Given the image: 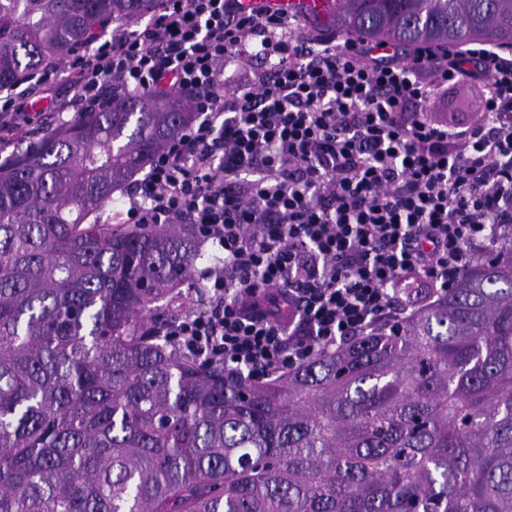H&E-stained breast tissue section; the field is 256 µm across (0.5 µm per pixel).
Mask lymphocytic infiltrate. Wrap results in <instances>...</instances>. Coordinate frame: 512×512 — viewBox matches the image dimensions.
<instances>
[{"label": "lymphocytic infiltrate", "mask_w": 512, "mask_h": 512, "mask_svg": "<svg viewBox=\"0 0 512 512\" xmlns=\"http://www.w3.org/2000/svg\"><path fill=\"white\" fill-rule=\"evenodd\" d=\"M283 11L235 0H157L143 28L95 35L59 70L61 110L180 92L193 120L137 180L128 224H192L222 251L208 311L172 335L260 383L405 314L414 276L447 292L512 233V48L302 38ZM246 56L244 78L226 76ZM486 86L455 129L428 104ZM26 96L0 97V148L24 133Z\"/></svg>", "instance_id": "1"}]
</instances>
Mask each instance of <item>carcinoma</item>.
Listing matches in <instances>:
<instances>
[{
  "label": "carcinoma",
  "mask_w": 512,
  "mask_h": 512,
  "mask_svg": "<svg viewBox=\"0 0 512 512\" xmlns=\"http://www.w3.org/2000/svg\"><path fill=\"white\" fill-rule=\"evenodd\" d=\"M155 0H0V90ZM320 26L512 45V0H327ZM192 113L118 98L0 158V512H512V238L448 292L262 384L153 308L191 224H102Z\"/></svg>",
  "instance_id": "1"
}]
</instances>
